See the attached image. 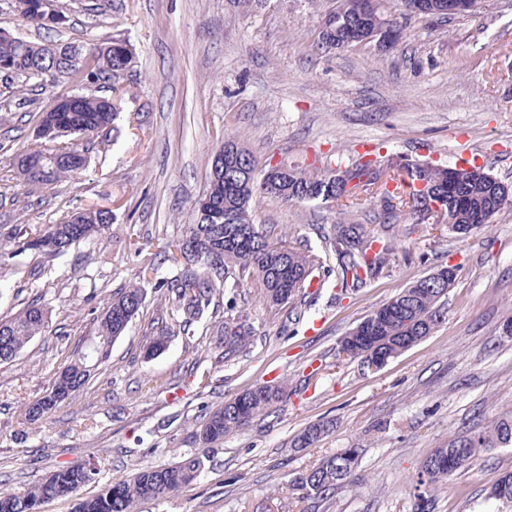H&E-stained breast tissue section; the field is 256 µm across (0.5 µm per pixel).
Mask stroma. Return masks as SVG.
<instances>
[{
	"mask_svg": "<svg viewBox=\"0 0 512 512\" xmlns=\"http://www.w3.org/2000/svg\"><path fill=\"white\" fill-rule=\"evenodd\" d=\"M55 31L0 10V29L21 38L89 47L126 40L135 63L117 84L113 131L96 139L87 168L50 186L23 183L16 161L37 148L40 113L60 93L89 91L74 77L21 83L0 76V318L31 301L49 326L17 360L0 363V483L22 488L46 472L97 462L92 494L139 466H164L195 450L206 413L247 388L287 383L288 395L219 447L190 485L140 512H414L410 483L435 448L457 433L512 416V206L457 238L441 227L387 225L380 202L340 213L321 202L266 198L257 220L272 240L324 257L317 292L281 309L255 286H225L219 316L252 329L246 350L223 358L214 323L182 332L165 284L180 263L159 265L139 314L102 370L52 415L26 422L22 405L42 394L89 336L92 310L134 282L162 237L179 235L207 187L208 159L239 137L260 164H348L362 145L446 165L459 149L512 186V0H481L471 16L413 18L396 46L316 50L330 0H268L252 14L228 0H60ZM97 206L113 219L103 236L50 257L11 242L15 225L41 228ZM389 238L397 255L377 278L342 292L327 252L338 224ZM448 268L446 319L379 370L338 355V343L413 281ZM166 348L145 355L154 319ZM329 432L294 445L309 425ZM345 448L359 451L330 501L303 499L296 475ZM512 470V447L481 453L433 494L432 512H512L488 498L490 480Z\"/></svg>",
	"mask_w": 512,
	"mask_h": 512,
	"instance_id": "stroma-1",
	"label": "stroma"
}]
</instances>
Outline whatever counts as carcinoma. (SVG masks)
Listing matches in <instances>:
<instances>
[{
	"mask_svg": "<svg viewBox=\"0 0 512 512\" xmlns=\"http://www.w3.org/2000/svg\"><path fill=\"white\" fill-rule=\"evenodd\" d=\"M364 0H333V6L321 17L316 49L329 53L350 47L355 38L367 37L386 26L384 11H365ZM451 0H399L403 20L425 14L466 15L476 11L478 0H469L466 10H451ZM12 9L39 28L54 30L66 21L59 0L53 7L44 0H0V6ZM54 45L0 37V64L9 65L8 75L25 80L56 82L77 75L86 84L108 80L134 62V54L123 39H109L91 47L85 55L54 57ZM120 110L119 98L111 100L93 95H75L72 107L49 113L60 135L53 146L26 153L42 160L45 174L24 180L34 186L51 185L79 174L88 164L83 144L64 142L76 135L90 138L108 130ZM237 152L224 155L220 149L208 162L206 195L215 204L211 212L194 208L193 221L181 234L161 246V253L176 255L185 263L180 276L166 283L173 310L180 317V327L187 331L202 320L223 292L224 284L238 285L247 275L256 277L263 301L271 307L288 303L300 289L311 282L314 270L323 264L318 256L305 254L270 240L264 225L254 221L253 204L261 198L285 203L334 202L341 211H358L371 199H379L389 218H404L413 224H425L431 201H442L443 225L449 232L462 234L473 226L487 224L504 207L512 204V190L472 166L460 169L458 176L448 173V166L433 161L400 159L393 161L377 154L364 156L347 166H336L319 174L306 169L284 166L274 175L260 167L249 149L232 140ZM112 224V212L102 208L84 210L82 222L74 216L59 224H50L38 232L16 225L14 238L25 249L37 250L50 257L92 236L103 235ZM339 280L347 288H361L382 272L387 256L393 254L390 242L364 236L360 224L336 225L331 243ZM156 255L144 259L138 282L112 293V298L96 317L91 339L98 353L88 347L78 351L54 378L61 379V393L47 389L24 404L23 416L32 423L53 412L68 399L75 398L111 356L112 344L125 332L147 296V286L157 271ZM451 280L425 276L412 282L354 327L340 342V352L370 366L371 357L381 350L390 360L432 334L443 322L440 300L447 294ZM48 327V312L33 301L15 316L0 320V362L15 360L30 342ZM224 338V356L244 349L250 331L246 324L227 316L220 327ZM146 355L154 356L166 347L169 333L149 328ZM287 395V385L242 392L211 410L193 432L195 442L215 448L224 438L240 431L250 421L272 412L274 405ZM329 430L325 422L314 423L297 437L295 446L307 448ZM512 445V417L502 416L492 425L459 433L445 448H436L417 474L413 495L417 507L426 512L432 492L446 484L460 468L484 451ZM358 449L343 451L320 460L298 474L293 486L305 499L328 500L350 477L358 463ZM207 457L197 452H183L166 466H146L129 480L110 485L83 500L86 512H137L147 501L160 500L191 484L205 467ZM97 467L88 462L75 471L57 468L36 483L21 490L0 487V500L11 501L13 512H28L31 504L44 505L54 500L76 496L84 486L95 481ZM488 497L512 503V471L497 474L489 486Z\"/></svg>",
	"mask_w": 512,
	"mask_h": 512,
	"instance_id": "1",
	"label": "carcinoma"
}]
</instances>
